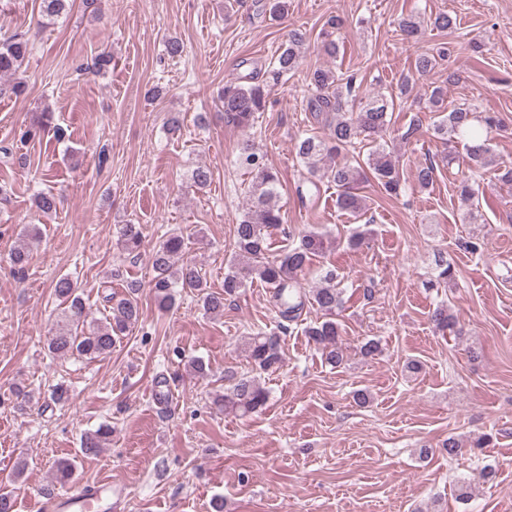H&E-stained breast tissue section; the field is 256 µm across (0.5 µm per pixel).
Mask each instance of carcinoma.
I'll use <instances>...</instances> for the list:
<instances>
[{"label": "carcinoma", "instance_id": "cac0c4a2", "mask_svg": "<svg viewBox=\"0 0 512 512\" xmlns=\"http://www.w3.org/2000/svg\"><path fill=\"white\" fill-rule=\"evenodd\" d=\"M74 0H39L38 24H53L66 15ZM433 30L457 29V16L439 13L426 21ZM420 17L409 15L398 22L403 40L416 42L423 34L424 23ZM307 41L306 32L295 29L288 34L285 46L270 62L267 78L275 83L288 81L295 74ZM32 52V42L25 32H17L0 41V75L17 74ZM448 56L446 48L437 54H421L415 60V70L423 75L432 71ZM107 53L96 56L92 64H81L77 70L84 74H99L111 64ZM305 83L309 89L306 103L309 111L320 118L327 134L311 132L296 143V152L306 167V182L317 187L325 179L339 190L337 206L352 216H361L366 210L365 199L358 193L359 185L373 177L381 189L396 195L401 189V177L396 163L385 146L380 143L389 128L394 111V100L369 97L362 81L355 73H338L329 68H315L307 72ZM224 122L228 125L249 129L256 115L266 108L265 84L258 78L230 82L221 92ZM503 127L502 121L492 113L477 111L468 103L460 104L444 116L435 126L434 134L442 139H460L465 142L471 172L493 166L489 134ZM50 128V115L37 114L30 125L19 129L15 143L21 145L35 139ZM369 142L372 149L360 157L362 143ZM237 163L251 175L248 188L250 205L235 224L236 251L224 274V292L208 289V283L200 268L192 261H179L186 248L182 232L169 234L152 256L150 288L163 307L172 304L178 292H190L198 297L202 308L210 314L224 311V301L235 296L253 280H260L272 289L274 307L281 323L273 333L258 332L249 337L245 352L251 363V374H244L222 395L214 398V404L226 410L247 416L261 410L267 403L268 394L260 386L258 377L276 370L283 364L279 332L288 329L286 323L297 320L306 305L311 302L323 312L324 319L309 324L305 333L322 352L325 360L337 367L344 360L338 347L339 325L335 320L340 304V289L334 284L333 275L324 277L325 285L308 290L304 280L315 258L324 254L334 244L328 234L309 232L300 238L297 246L279 257L268 256V231L282 224L280 210L272 204L279 194L280 181L277 173L265 162L264 155L250 139L242 141L238 149ZM209 168L198 166L192 170L191 186L202 190L210 185ZM61 197L53 191H41L35 195V207L41 215L57 212ZM143 243L139 224H122L118 231L117 245L124 254L137 257ZM127 293L118 298L112 293L103 296L108 311L104 320L89 319V311L79 293L77 282L69 276L60 277L54 285V295L61 306V319L48 342V351L60 359L95 360L112 353L119 336L134 328L140 318L137 299L140 285L133 281L126 284ZM431 320L441 331L454 327L455 320L448 313V306H437ZM111 429L102 426L87 434L82 440V452L94 455L101 442L109 437ZM13 479L0 482V512H15L16 497L10 489Z\"/></svg>", "mask_w": 512, "mask_h": 512}]
</instances>
